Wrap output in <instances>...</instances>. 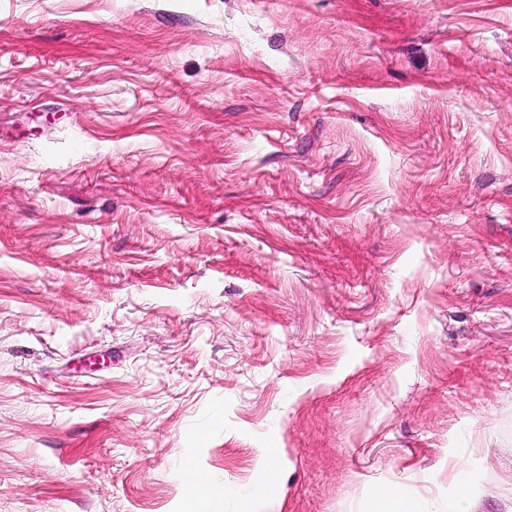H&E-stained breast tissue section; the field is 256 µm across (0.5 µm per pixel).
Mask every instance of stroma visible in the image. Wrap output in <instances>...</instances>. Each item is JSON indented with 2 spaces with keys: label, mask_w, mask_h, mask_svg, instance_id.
<instances>
[{
  "label": "stroma",
  "mask_w": 512,
  "mask_h": 512,
  "mask_svg": "<svg viewBox=\"0 0 512 512\" xmlns=\"http://www.w3.org/2000/svg\"><path fill=\"white\" fill-rule=\"evenodd\" d=\"M512 512V0H0V512ZM391 505L393 509L391 511H397V512H410L411 507L406 502L402 494L394 489L389 488L387 490H379L377 491L376 498L374 501V507L371 511H385V506Z\"/></svg>",
  "instance_id": "35a3bbf8"
}]
</instances>
